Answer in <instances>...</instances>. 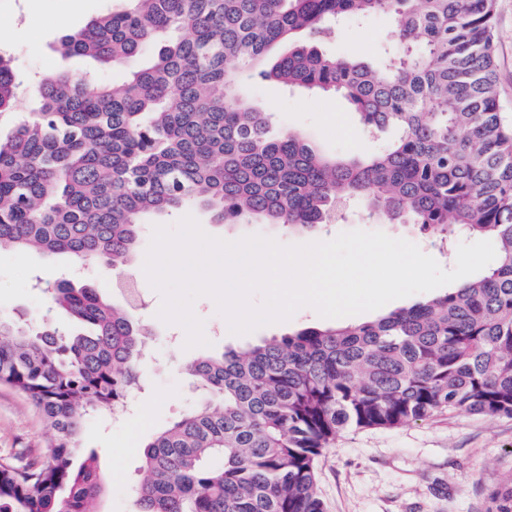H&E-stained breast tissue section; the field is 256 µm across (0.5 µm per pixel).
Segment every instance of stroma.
Here are the masks:
<instances>
[{
  "label": "stroma",
  "mask_w": 512,
  "mask_h": 512,
  "mask_svg": "<svg viewBox=\"0 0 512 512\" xmlns=\"http://www.w3.org/2000/svg\"><path fill=\"white\" fill-rule=\"evenodd\" d=\"M123 0H0V53L13 59L19 94L13 112L0 114V134L10 132L35 112L31 94L35 81L62 74L95 72L112 83L123 84L131 71L147 60L136 57L123 65L102 68L93 59L62 56L56 49L64 32L86 26L103 12L121 10ZM394 25L385 14L346 24L326 52L379 57ZM496 77L502 111L512 114V0H496L494 15ZM239 88L255 104L275 115V130H301L323 153L348 157L374 153L385 139L365 134L359 116L341 98L313 94L271 81H255L241 73ZM191 216L207 234L228 242L259 234L283 246L328 241L343 232H382L416 244L442 268L456 264V252L430 245L416 225L368 218L362 201H351L338 221L306 235L284 232L277 224H225L199 207L163 215L147 214L140 226L139 247L130 275L139 279L142 303L136 315L148 323L153 335L148 345L143 386L128 398L144 424L131 433L130 422L111 411L96 413L84 434V447L96 449L102 493L98 512H137L134 487L142 476L140 446L188 413L200 393L185 370L202 354L239 349L306 326L326 325L325 317L309 306L286 321L254 331L231 333L215 301L208 296L193 303L203 322L207 346L186 348V332L158 315L161 296L139 274L154 226H175ZM118 273L86 266L65 256L45 257L36 252L0 249V316L25 315L33 322L67 331V317L54 308L50 292L70 280L112 293ZM51 431L38 411L15 390L0 386V462H27L31 451H45ZM317 485L325 512H488L494 492L512 486V419L441 412L396 429L350 430L326 448L317 464Z\"/></svg>",
  "instance_id": "1"
}]
</instances>
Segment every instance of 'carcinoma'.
<instances>
[{
  "label": "carcinoma",
  "mask_w": 512,
  "mask_h": 512,
  "mask_svg": "<svg viewBox=\"0 0 512 512\" xmlns=\"http://www.w3.org/2000/svg\"><path fill=\"white\" fill-rule=\"evenodd\" d=\"M129 2L58 50L112 66L149 51L150 63L120 86L39 83V112L0 139V248L121 270L145 213L195 205L222 223L312 232L359 199L442 247L479 235L498 253L485 274L373 320L193 361L202 400L144 446L137 512H324L316 462L341 433L443 411L512 418V118L492 70L494 0ZM377 14L395 19L378 63L321 48L341 21ZM251 66L339 95L369 133L395 138L333 159L275 133L272 113L236 91ZM17 93L0 54V112ZM51 300L71 331L0 319V385L53 430L32 462L0 463V512H95L97 456L81 438L141 377L148 331L130 309L69 281Z\"/></svg>",
  "instance_id": "cac0c4a2"
}]
</instances>
